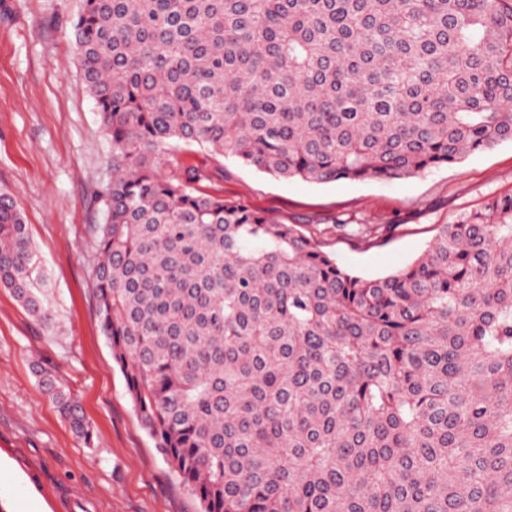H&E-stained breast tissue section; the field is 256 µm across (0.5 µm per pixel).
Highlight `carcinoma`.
Segmentation results:
<instances>
[{"mask_svg": "<svg viewBox=\"0 0 512 512\" xmlns=\"http://www.w3.org/2000/svg\"><path fill=\"white\" fill-rule=\"evenodd\" d=\"M72 28L112 143L97 314L203 512H512V195L364 278L206 167L161 173L196 146L391 181L512 141V0H81ZM40 281L1 192L0 285L47 325Z\"/></svg>", "mask_w": 512, "mask_h": 512, "instance_id": "1", "label": "carcinoma"}]
</instances>
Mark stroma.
I'll use <instances>...</instances> for the list:
<instances>
[{"instance_id":"stroma-1","label":"stroma","mask_w":512,"mask_h":512,"mask_svg":"<svg viewBox=\"0 0 512 512\" xmlns=\"http://www.w3.org/2000/svg\"><path fill=\"white\" fill-rule=\"evenodd\" d=\"M80 0H0V191L15 196L38 253L43 324L0 286V512H202L137 418L96 313L92 228L112 179V145L80 73ZM208 190L301 225L363 277L410 264L438 224L512 194V141L392 181L314 184L197 150ZM78 397L84 441L45 396L37 369Z\"/></svg>"}]
</instances>
